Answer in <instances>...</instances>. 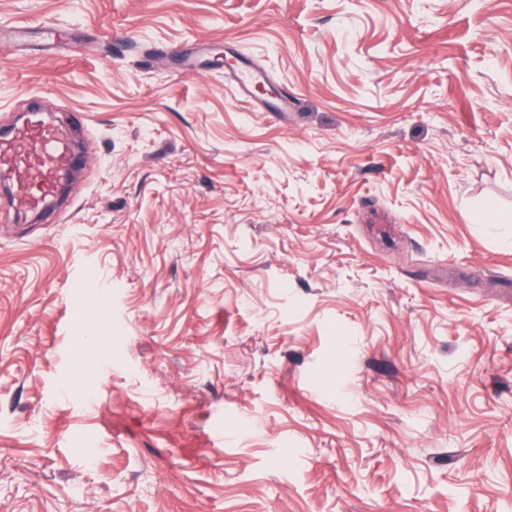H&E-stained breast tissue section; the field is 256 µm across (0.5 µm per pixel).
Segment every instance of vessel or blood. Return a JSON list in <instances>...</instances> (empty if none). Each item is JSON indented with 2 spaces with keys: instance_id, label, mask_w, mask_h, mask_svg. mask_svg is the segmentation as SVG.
I'll list each match as a JSON object with an SVG mask.
<instances>
[{
  "instance_id": "obj_1",
  "label": "vessel or blood",
  "mask_w": 512,
  "mask_h": 512,
  "mask_svg": "<svg viewBox=\"0 0 512 512\" xmlns=\"http://www.w3.org/2000/svg\"><path fill=\"white\" fill-rule=\"evenodd\" d=\"M226 56L232 67L230 79L241 95L251 96L253 87L266 81L265 70L255 64L237 62L234 49H227ZM254 105L261 112H288L295 107V97L283 91L255 100ZM75 164L70 132L64 127L31 120L17 126L10 136H0V172L16 186L17 213L41 212Z\"/></svg>"
}]
</instances>
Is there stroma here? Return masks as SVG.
<instances>
[{"label": "stroma", "mask_w": 512, "mask_h": 512, "mask_svg": "<svg viewBox=\"0 0 512 512\" xmlns=\"http://www.w3.org/2000/svg\"><path fill=\"white\" fill-rule=\"evenodd\" d=\"M2 20L65 41L0 53V127L88 161L47 221L0 196V512H512V0ZM225 51L228 60L231 62L227 68L233 69V71L226 73V75L234 82L241 95L251 98L252 88L256 84L268 80L265 70L255 64L237 62L233 48L228 47ZM252 102L260 112H290L296 105L295 96L288 92V88L272 98L254 99Z\"/></svg>", "instance_id": "obj_1"}]
</instances>
